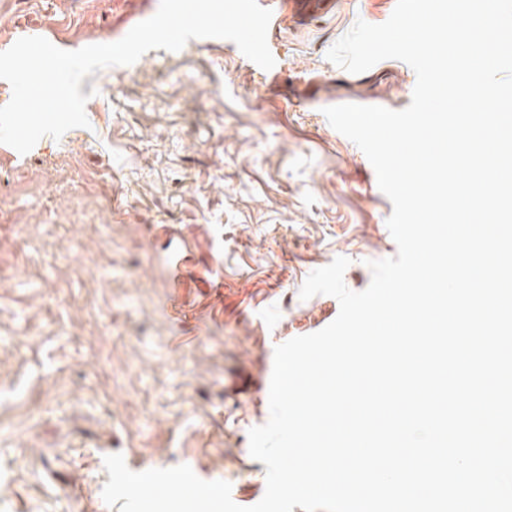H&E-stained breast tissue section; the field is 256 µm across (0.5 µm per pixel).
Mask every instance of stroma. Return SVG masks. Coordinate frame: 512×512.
I'll return each instance as SVG.
<instances>
[{
	"mask_svg": "<svg viewBox=\"0 0 512 512\" xmlns=\"http://www.w3.org/2000/svg\"><path fill=\"white\" fill-rule=\"evenodd\" d=\"M271 3V70L192 39L85 77L88 127L24 155L0 144V512H112V453L134 471L189 465L257 503L266 467L248 431L269 418L274 349L339 312L301 300L302 284L344 256L361 291L369 261L396 254L372 165L323 113L410 104L406 63L351 74L326 57L396 0H330L305 24L292 0ZM158 7L0 0V51L24 36L112 43Z\"/></svg>",
	"mask_w": 512,
	"mask_h": 512,
	"instance_id": "1",
	"label": "stroma"
}]
</instances>
